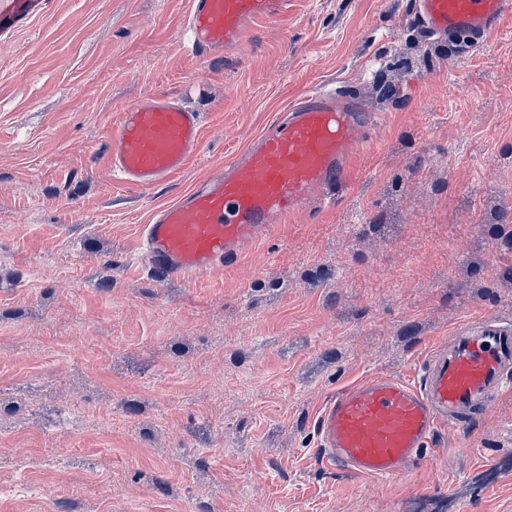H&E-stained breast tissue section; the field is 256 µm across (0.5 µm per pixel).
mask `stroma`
Instances as JSON below:
<instances>
[{
	"label": "stroma",
	"mask_w": 512,
	"mask_h": 512,
	"mask_svg": "<svg viewBox=\"0 0 512 512\" xmlns=\"http://www.w3.org/2000/svg\"><path fill=\"white\" fill-rule=\"evenodd\" d=\"M188 2L0 0V512H512V393L411 483L320 466L314 426L343 385L512 316V16L462 53L413 0H294L202 60ZM333 86L386 116L338 201L152 279L154 210ZM149 93L201 113L203 149L135 189L105 153Z\"/></svg>",
	"instance_id": "obj_1"
}]
</instances>
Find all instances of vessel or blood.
Here are the masks:
<instances>
[{
	"instance_id": "1",
	"label": "vessel or blood",
	"mask_w": 512,
	"mask_h": 512,
	"mask_svg": "<svg viewBox=\"0 0 512 512\" xmlns=\"http://www.w3.org/2000/svg\"><path fill=\"white\" fill-rule=\"evenodd\" d=\"M290 0H189L186 33L200 58L241 50L251 27L282 19ZM426 34L483 46L512 15V0H414ZM347 87L309 91L223 170L157 209L142 234L153 279L189 280L239 261L289 216L334 200L352 158L373 149L381 127ZM200 113L161 94L123 110L107 161L123 183L151 188L180 173L200 150ZM512 392V320L459 324L403 378L373 375L331 396L315 429L321 464L366 480L409 478L437 433L482 418Z\"/></svg>"
}]
</instances>
